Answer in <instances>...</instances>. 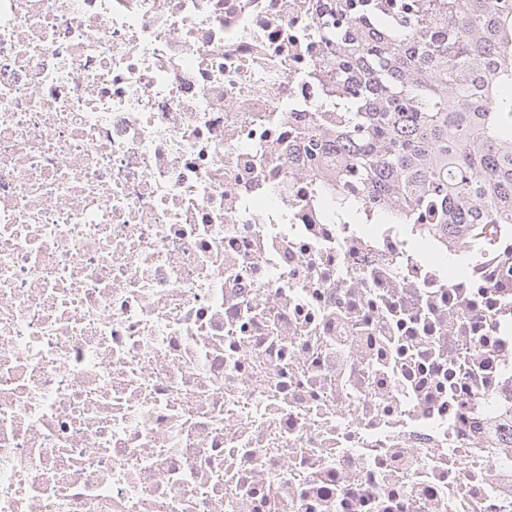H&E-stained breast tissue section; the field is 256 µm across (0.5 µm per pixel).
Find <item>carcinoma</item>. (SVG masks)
I'll use <instances>...</instances> for the list:
<instances>
[{
  "label": "carcinoma",
  "mask_w": 512,
  "mask_h": 512,
  "mask_svg": "<svg viewBox=\"0 0 512 512\" xmlns=\"http://www.w3.org/2000/svg\"><path fill=\"white\" fill-rule=\"evenodd\" d=\"M323 25L335 129L312 146L364 187L355 221L512 230V0H343Z\"/></svg>",
  "instance_id": "1"
}]
</instances>
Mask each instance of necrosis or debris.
I'll return each mask as SVG.
<instances>
[{
    "instance_id": "4bbe7bcc",
    "label": "necrosis or debris",
    "mask_w": 512,
    "mask_h": 512,
    "mask_svg": "<svg viewBox=\"0 0 512 512\" xmlns=\"http://www.w3.org/2000/svg\"><path fill=\"white\" fill-rule=\"evenodd\" d=\"M336 0H0V512H512V236L353 224Z\"/></svg>"
}]
</instances>
